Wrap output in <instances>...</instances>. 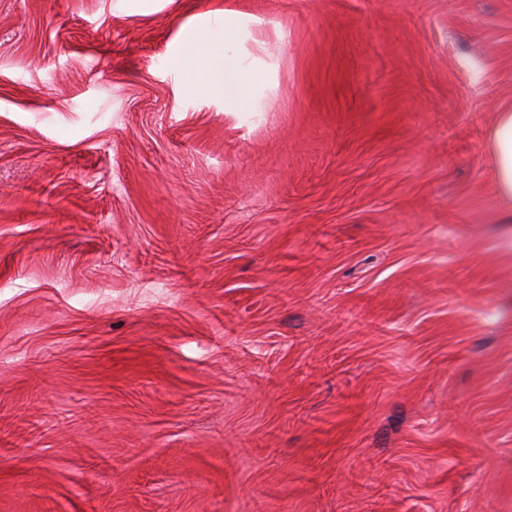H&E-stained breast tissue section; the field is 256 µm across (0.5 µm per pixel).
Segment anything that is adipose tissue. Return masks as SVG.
Listing matches in <instances>:
<instances>
[{"mask_svg":"<svg viewBox=\"0 0 512 512\" xmlns=\"http://www.w3.org/2000/svg\"><path fill=\"white\" fill-rule=\"evenodd\" d=\"M211 29L219 42L210 44L209 55L220 56L224 66V102L242 112H259L263 102L258 94L262 77L249 58L239 54L242 34L240 20L233 15L215 21ZM489 148L496 184L503 197L512 199V110L499 113L492 128Z\"/></svg>","mask_w":512,"mask_h":512,"instance_id":"ef3b65f1","label":"adipose tissue"}]
</instances>
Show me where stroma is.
Segmentation results:
<instances>
[{"label":"stroma","instance_id":"obj_1","mask_svg":"<svg viewBox=\"0 0 512 512\" xmlns=\"http://www.w3.org/2000/svg\"><path fill=\"white\" fill-rule=\"evenodd\" d=\"M510 109L512 0H0V512H512ZM213 33H223L218 43L211 42L208 54L219 55L224 66V102L240 112H262L263 101L258 95L261 74L248 57L238 53L242 25L235 15L224 13L223 20L210 26ZM198 48V39L192 34L173 55L175 67L188 74L191 80L205 76L208 69L210 58H202ZM489 148L499 193L512 199V110L498 113L490 134Z\"/></svg>","mask_w":512,"mask_h":512}]
</instances>
